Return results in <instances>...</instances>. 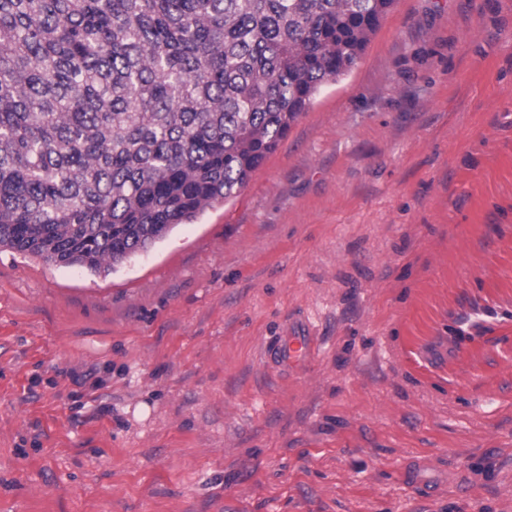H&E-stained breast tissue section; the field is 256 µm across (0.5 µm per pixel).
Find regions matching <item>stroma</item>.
Masks as SVG:
<instances>
[{
    "label": "stroma",
    "instance_id": "obj_1",
    "mask_svg": "<svg viewBox=\"0 0 512 512\" xmlns=\"http://www.w3.org/2000/svg\"><path fill=\"white\" fill-rule=\"evenodd\" d=\"M0 512H512V0H393L108 274L0 249Z\"/></svg>",
    "mask_w": 512,
    "mask_h": 512
}]
</instances>
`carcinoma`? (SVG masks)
<instances>
[{
	"mask_svg": "<svg viewBox=\"0 0 512 512\" xmlns=\"http://www.w3.org/2000/svg\"><path fill=\"white\" fill-rule=\"evenodd\" d=\"M392 0H0V247L106 274L235 196Z\"/></svg>",
	"mask_w": 512,
	"mask_h": 512,
	"instance_id": "1",
	"label": "carcinoma"
}]
</instances>
